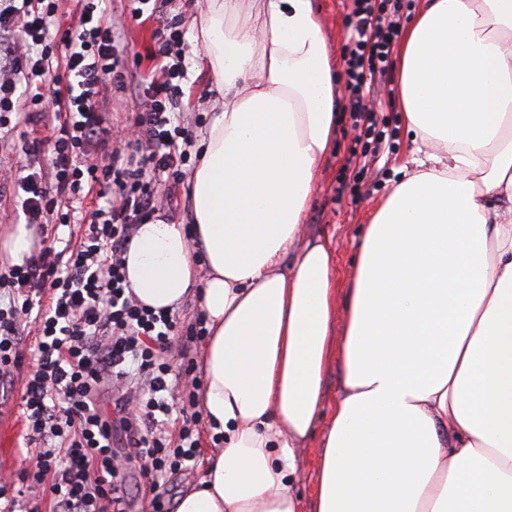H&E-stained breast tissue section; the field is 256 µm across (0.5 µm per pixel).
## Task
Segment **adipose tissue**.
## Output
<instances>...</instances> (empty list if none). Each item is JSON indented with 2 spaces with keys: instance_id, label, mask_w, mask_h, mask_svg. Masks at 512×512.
Wrapping results in <instances>:
<instances>
[{
  "instance_id": "obj_1",
  "label": "adipose tissue",
  "mask_w": 512,
  "mask_h": 512,
  "mask_svg": "<svg viewBox=\"0 0 512 512\" xmlns=\"http://www.w3.org/2000/svg\"><path fill=\"white\" fill-rule=\"evenodd\" d=\"M224 109L201 137L193 226L138 225L125 274L174 310L198 294L203 405L224 446L176 512H301L294 450L340 363L315 512H512V0H422L398 103L427 146L366 224L345 312L328 241L299 244L336 128L311 0H206ZM209 273L197 279V264Z\"/></svg>"
}]
</instances>
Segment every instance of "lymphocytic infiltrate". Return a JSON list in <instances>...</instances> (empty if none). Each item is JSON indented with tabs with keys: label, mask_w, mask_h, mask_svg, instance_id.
<instances>
[{
	"label": "lymphocytic infiltrate",
	"mask_w": 512,
	"mask_h": 512,
	"mask_svg": "<svg viewBox=\"0 0 512 512\" xmlns=\"http://www.w3.org/2000/svg\"><path fill=\"white\" fill-rule=\"evenodd\" d=\"M57 2L0 0V37L12 39L0 57V129L47 130L23 139L4 175L41 246L0 271V385L27 373L26 465L19 489L0 484V512H39L47 497L52 512H125L123 472L132 463L150 480L148 512H168L162 486L199 455L202 379L190 352L206 329L141 304L124 254L137 224L170 211L190 159L178 144L186 42L178 20L160 26L157 64L143 79L125 65L108 0H83L77 25L55 38ZM405 4L351 0L346 16L344 109L360 138L376 144L383 137L365 95L389 77ZM108 87L139 104L120 136L103 115ZM92 194L99 205L84 207ZM52 224H80L84 234L59 249L49 242ZM107 387L108 413L99 405Z\"/></svg>",
	"instance_id": "f902f5d3"
}]
</instances>
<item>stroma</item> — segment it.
<instances>
[{"instance_id": "obj_1", "label": "stroma", "mask_w": 512, "mask_h": 512, "mask_svg": "<svg viewBox=\"0 0 512 512\" xmlns=\"http://www.w3.org/2000/svg\"><path fill=\"white\" fill-rule=\"evenodd\" d=\"M315 13L326 35L337 84H344V57L350 45L346 38L345 16L349 0H312ZM153 17L133 19L130 0H110L109 16L122 27L130 49L128 65L141 77H148L154 66L153 54L157 48L154 31L159 23L179 16L185 39L190 45L186 58L185 76L181 82L184 91V120L188 122L193 138H201L203 130L216 112L224 107V91L214 81L208 68L198 32L191 19L198 15L204 0H158ZM376 119L381 129L390 134L388 147L376 156L356 196H337L338 179L356 146V133L351 128L347 113L337 115L336 137L326 157L309 207L303 218V240L319 236L329 237L334 251L333 274L336 281V321L334 336H341L349 288L358 258L357 244L362 228L370 215L383 202L394 183L404 173L413 172L415 146L406 132L399 110L379 106ZM23 377H16L13 386L0 391V476L5 481H16L24 467V421L21 415ZM328 415L317 420L311 438L296 449L300 478L295 493L301 499L304 512H313L315 474L319 465L321 443L327 432ZM199 456L194 469L173 475L166 486L165 496L176 499L186 489L198 486L205 475L207 461L217 447L206 423H199Z\"/></svg>"}]
</instances>
